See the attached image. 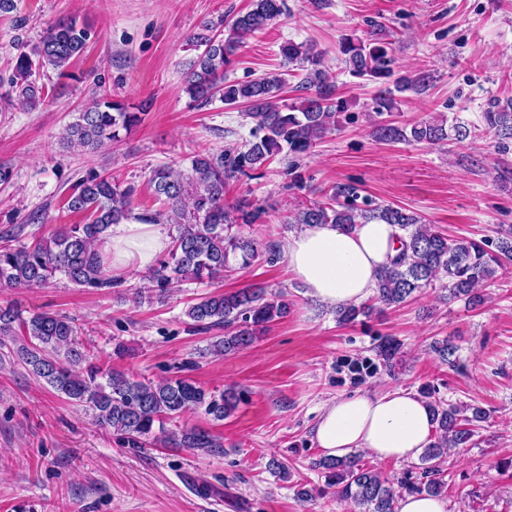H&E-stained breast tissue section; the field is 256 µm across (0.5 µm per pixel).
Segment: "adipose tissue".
Returning <instances> with one entry per match:
<instances>
[{
	"label": "adipose tissue",
	"mask_w": 512,
	"mask_h": 512,
	"mask_svg": "<svg viewBox=\"0 0 512 512\" xmlns=\"http://www.w3.org/2000/svg\"><path fill=\"white\" fill-rule=\"evenodd\" d=\"M398 230L381 221L347 229L337 224H305L288 239L285 255L293 278L315 301L358 304L373 294L377 274L397 254ZM112 271L145 272L170 245L164 228L128 220L112 227ZM433 425L423 400L403 388L339 397L324 404L312 439L326 456L353 450L373 457L410 461L431 441Z\"/></svg>",
	"instance_id": "1"
}]
</instances>
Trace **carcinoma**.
I'll list each match as a JSON object with an SVG mask.
<instances>
[{"instance_id": "obj_1", "label": "carcinoma", "mask_w": 512, "mask_h": 512, "mask_svg": "<svg viewBox=\"0 0 512 512\" xmlns=\"http://www.w3.org/2000/svg\"><path fill=\"white\" fill-rule=\"evenodd\" d=\"M285 0H252V8L236 17L228 34L204 32L188 41L199 50L184 75L185 92L198 106L207 105L215 94L226 105L245 104L247 117L254 123L253 140L245 149L220 154H199L191 167L175 173L168 166L152 170L149 184L162 202L160 210L132 211L137 193L133 184L121 185L109 176L89 172L72 188L67 209L85 215L83 224H64L49 236H35L29 246L13 247V235L0 236V288H45L64 277L71 283L90 288L113 284L108 266L97 244L113 224L135 219L142 224H172L176 227L173 247L152 272V285L146 293H135L140 304L166 297L172 285L187 279L200 283L224 276L232 263L245 266L258 253L257 243L241 235L236 227L253 224L260 208L246 201L229 204L225 189L229 181L251 177L273 156L282 152L298 157L310 152L316 141L335 126L341 102L334 99L335 76L324 66L322 52L311 44L286 42L280 47L284 64L305 71L301 89L307 92L297 106L280 104L285 73L279 70L246 82L229 81L224 69L232 62L241 39L281 19ZM90 29L75 17L62 19L48 28L38 43L18 45L11 74L0 76V106L24 101L35 108L44 100L45 86L37 76L52 72L59 78H72V62L86 48ZM341 63L350 73L385 81L393 76L395 57L380 39L363 40L346 36L339 44ZM428 86V76L396 83V91L419 90ZM376 114L396 109L393 91L385 89L375 99ZM146 104L116 101L106 95L94 98L77 113L61 144L69 149L97 153L119 139L142 120ZM498 144L512 142V98L499 101L483 113ZM462 142L470 135L467 125L458 121L446 127L444 121H423L410 129L390 124L378 127L379 137L393 141L439 144L449 132ZM357 188L339 184L328 200L315 202L296 216L297 224H339L351 226L378 220L401 231L398 254L378 274L374 300L379 308L399 306L442 278L448 279V298L463 299L476 307L483 301L478 287L493 280L497 273L512 267V231L501 233L495 245L472 238L450 239L431 229L416 213L392 205L357 204ZM374 306L347 305L336 308L342 324L357 321ZM288 313L282 295L269 296L265 289L248 286L235 292H213L188 306L185 315L196 330H222L224 335L212 344L218 356L250 346L265 334L270 324ZM78 327L69 317L47 312L23 316L14 306H0V347L16 344L15 356L37 378L70 401L93 411L96 422L136 443L142 437L172 448H185L210 455L224 453L221 439L209 431L191 427L166 431L165 422L197 409L214 421L230 417L237 409L233 394L216 393L189 378L161 382L141 380L123 370H102L78 341ZM402 344L387 337L378 345L387 362L398 357ZM432 415L434 439L421 455L420 475L407 477L394 488L388 479L352 453L342 459L324 457L315 463L322 470L327 487L336 488V497L351 499L362 512H397L401 491L408 494L440 496L447 482L441 476L440 459L448 448H468L487 412L480 406L464 411L453 403L431 399L424 392Z\"/></svg>"}]
</instances>
